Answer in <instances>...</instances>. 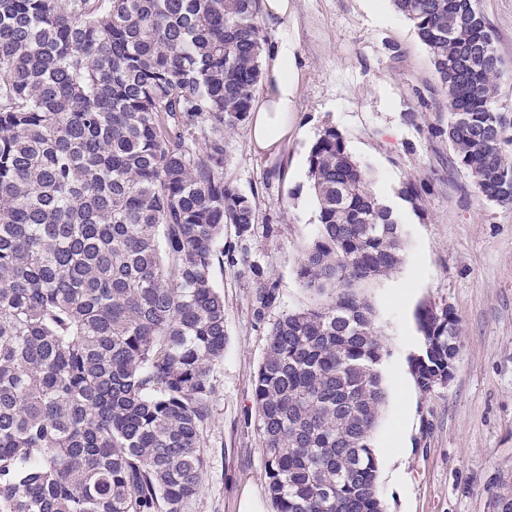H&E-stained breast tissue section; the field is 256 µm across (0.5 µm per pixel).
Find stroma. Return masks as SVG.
<instances>
[{"label":"stroma","instance_id":"stroma-1","mask_svg":"<svg viewBox=\"0 0 512 512\" xmlns=\"http://www.w3.org/2000/svg\"><path fill=\"white\" fill-rule=\"evenodd\" d=\"M293 13L264 27L266 43L298 45L302 78L293 116L297 134L281 155L251 150L246 128L226 135L224 175L258 194V224L245 245L274 278L279 304L256 318L259 281L243 267H219L224 296V358L200 445L206 473L189 512H239L244 491L266 498L256 431L254 380L270 325L309 297L297 269L317 231L309 152L325 128L344 137L368 168L374 190L401 213L403 263L366 285L389 350L388 391L373 441L384 512H494L512 496V206L487 201L456 163L447 139L448 95L427 48L392 0H291ZM502 59L500 111L512 113V0H479ZM422 184V206L402 195ZM449 307L459 319V353L447 385L425 393L408 357L421 339V306ZM400 444L393 457L385 450Z\"/></svg>","mask_w":512,"mask_h":512}]
</instances>
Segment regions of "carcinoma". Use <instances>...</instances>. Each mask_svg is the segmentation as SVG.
Here are the masks:
<instances>
[{"label":"carcinoma","instance_id":"cac0c4a2","mask_svg":"<svg viewBox=\"0 0 512 512\" xmlns=\"http://www.w3.org/2000/svg\"><path fill=\"white\" fill-rule=\"evenodd\" d=\"M393 2L448 93L431 135L511 206L512 113L494 105L502 61L478 0ZM263 44L256 0H0V512H188L227 336L215 268L261 281L257 318L279 300L240 246L258 198L224 177ZM308 173L310 303L272 323L254 381L267 493L274 512H382L389 351L361 288L399 269L403 224L336 129ZM417 323L428 393L457 320L424 306Z\"/></svg>","mask_w":512,"mask_h":512}]
</instances>
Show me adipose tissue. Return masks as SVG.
Segmentation results:
<instances>
[{
	"instance_id": "1",
	"label": "adipose tissue",
	"mask_w": 512,
	"mask_h": 512,
	"mask_svg": "<svg viewBox=\"0 0 512 512\" xmlns=\"http://www.w3.org/2000/svg\"><path fill=\"white\" fill-rule=\"evenodd\" d=\"M300 57L290 41L272 43L264 52L263 97L255 104L248 125V141L256 152L278 154L288 146L290 115L300 89Z\"/></svg>"
}]
</instances>
